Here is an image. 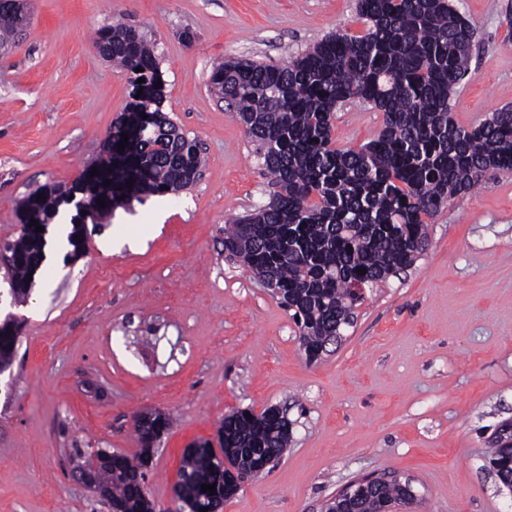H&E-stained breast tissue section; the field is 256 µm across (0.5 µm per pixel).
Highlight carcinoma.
<instances>
[{
    "label": "carcinoma",
    "mask_w": 512,
    "mask_h": 512,
    "mask_svg": "<svg viewBox=\"0 0 512 512\" xmlns=\"http://www.w3.org/2000/svg\"><path fill=\"white\" fill-rule=\"evenodd\" d=\"M355 10L366 24L362 35L329 34L284 65L220 62L209 78L245 127L272 187L263 205L224 229V246L254 278L283 290L282 305L299 318L307 354L342 335L355 304L353 282L375 288L412 267L428 245V221L449 200L474 190L490 172H512L511 106L474 126L453 118L452 95L469 73L476 33L452 0H356ZM28 26V12L16 0H0L1 48ZM96 39L103 42L102 57L123 68L132 87L112 129V163L101 161L111 185L99 191L81 176L72 183L100 221L113 206L102 208L99 199L127 204L191 187L183 159L200 167L203 156L198 140L163 111L165 87H157L163 73L143 32L115 23L99 29ZM348 102L383 113L377 138L357 149L332 142L334 112ZM123 132L132 136L121 151ZM29 198L27 224H51L69 204L46 184ZM17 341L0 335V367L10 366ZM157 420L151 437L136 428L138 457L106 474L111 498L131 512L144 505L143 459H153L154 443L171 425L165 414ZM218 431L228 447L267 462L277 461L291 441L266 409L229 413ZM210 445L203 441L196 455L183 456L179 476L191 482L183 488L181 512L214 509L224 500L221 462ZM204 484L216 491H202ZM407 496L399 486L382 485L356 507L375 512L380 499Z\"/></svg>",
    "instance_id": "obj_1"
}]
</instances>
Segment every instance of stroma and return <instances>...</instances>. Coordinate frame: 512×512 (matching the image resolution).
Returning a JSON list of instances; mask_svg holds the SVG:
<instances>
[{
    "instance_id": "obj_1",
    "label": "stroma",
    "mask_w": 512,
    "mask_h": 512,
    "mask_svg": "<svg viewBox=\"0 0 512 512\" xmlns=\"http://www.w3.org/2000/svg\"><path fill=\"white\" fill-rule=\"evenodd\" d=\"M476 30L453 116L471 126L512 105V0H455ZM31 23L0 56V244L21 233L35 188L95 164L120 117L125 71L93 51L122 20L155 44L164 110L205 150L200 180L118 207L65 264L60 225L0 374V512H110L71 477L74 449L135 457L134 417L161 411L146 491L175 508L185 448L214 440L224 414L284 407L290 446L223 512H323L370 472L409 476L417 512H512L485 468L512 420V173H489L428 226L415 265L367 291L341 344L308 363L288 311L224 255V227L266 186L232 107L209 88L214 63L285 62L326 34H362L354 0H31ZM192 42H185L184 32ZM382 115L337 109L332 140L374 139Z\"/></svg>"
}]
</instances>
